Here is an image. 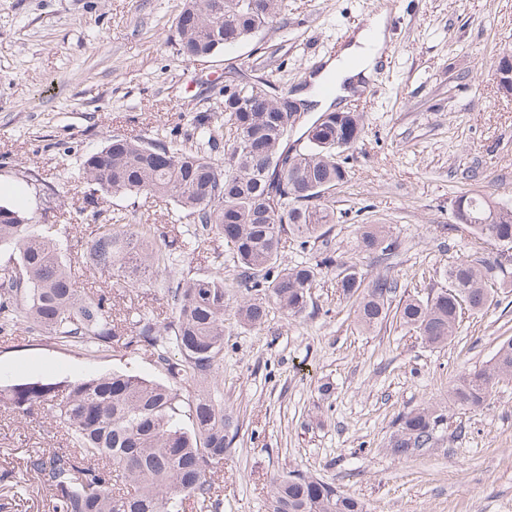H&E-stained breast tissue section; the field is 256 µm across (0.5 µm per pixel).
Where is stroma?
<instances>
[{
    "label": "stroma",
    "instance_id": "1",
    "mask_svg": "<svg viewBox=\"0 0 512 512\" xmlns=\"http://www.w3.org/2000/svg\"><path fill=\"white\" fill-rule=\"evenodd\" d=\"M183 0H0V202L23 207L35 230L68 253H82L90 210L101 220L155 224L175 235L185 220L174 203L151 206L112 195L90 203L81 182L84 157L117 134L176 129L195 140L200 113L224 110L232 71L272 72L280 92L300 90L333 58L365 18L386 13L376 75L345 111L362 113L366 132L342 155L347 183L328 197L336 222L326 241L301 246L285 235L288 264L325 256L364 277L385 272L397 295L424 299L448 288L462 259L491 261L498 246L460 227L458 195L512 201V97L497 89L496 64L512 50V0H284L277 29L214 55L188 60L175 43ZM65 197L64 213L53 212ZM363 224L385 225L395 250L383 260L361 252ZM178 269L192 277L238 269L223 242L186 251ZM118 308L167 307L163 290L92 276ZM494 300L462 315L448 345L430 348L396 320L365 331L351 301L323 269L303 316L272 313L259 330L224 323V409L239 423L217 477L219 512H265L271 481L297 468L363 501L368 512H512V380L485 406H449L430 454L397 459L386 442L398 415L447 404L463 372L488 364L512 337V262L494 268ZM162 380L141 349L90 359L26 330L0 335V386L67 384L112 372ZM329 395H321L322 384ZM42 416L17 422L0 410V512H52L37 479L24 491L5 480L30 455L61 448Z\"/></svg>",
    "mask_w": 512,
    "mask_h": 512
}]
</instances>
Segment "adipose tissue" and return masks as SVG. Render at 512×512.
Segmentation results:
<instances>
[{"label":"adipose tissue","instance_id":"1","mask_svg":"<svg viewBox=\"0 0 512 512\" xmlns=\"http://www.w3.org/2000/svg\"><path fill=\"white\" fill-rule=\"evenodd\" d=\"M386 16L379 13L366 20L363 27L352 33L336 58L325 61L312 76L314 86L332 82L335 92L323 98L322 108H329L347 98L352 91L362 89L374 72L379 50L384 42Z\"/></svg>","mask_w":512,"mask_h":512}]
</instances>
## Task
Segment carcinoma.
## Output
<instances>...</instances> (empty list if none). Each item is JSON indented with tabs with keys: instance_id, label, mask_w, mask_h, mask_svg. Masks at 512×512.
<instances>
[{
	"instance_id": "carcinoma-1",
	"label": "carcinoma",
	"mask_w": 512,
	"mask_h": 512,
	"mask_svg": "<svg viewBox=\"0 0 512 512\" xmlns=\"http://www.w3.org/2000/svg\"><path fill=\"white\" fill-rule=\"evenodd\" d=\"M222 29L208 25L217 0H184L175 22L178 52L206 57L273 26L283 0H222ZM238 98L267 99L244 110L224 97L218 128L211 116L196 118L198 137L189 148H175L167 136L116 135L87 156L82 177L91 193L127 194L172 200L190 229L180 240L152 224H97L82 254L66 256L59 244L32 230L33 218L11 204H0V247L17 255L0 266V334L19 328L56 345L96 357L131 346L156 356L166 382L114 372L60 385L34 381L0 391V404L25 420L45 409L60 425L65 450L29 458L27 469L50 491L53 512H197L219 504L214 475L237 435L238 425L224 412L220 369L224 361V320L228 311L248 329L265 325L271 313L298 317L312 303L319 265H336V288L354 299L360 327L372 330L389 315L412 329L428 346H445L455 337L463 310H485L493 301L488 263L461 261L448 271L452 290L426 300L408 298L391 310L397 281L386 273L370 280L356 267L331 256L320 264L288 266L281 261L289 233L302 245L325 237L335 223L326 196L347 181L340 154L365 134L356 112H322L324 135L316 141L294 137L286 113L275 106L267 79L238 83ZM457 220L481 240L512 250V210L492 196L461 195ZM219 240L240 270L235 293L221 272L174 278L177 252ZM137 242V266L127 264ZM358 247L385 255L394 248L382 224H363ZM83 263L102 275L131 281L164 276L170 313L121 314L107 298L81 285L71 265ZM512 378V337L498 347L493 362L462 374L448 401L479 408L493 388ZM446 407L430 404L401 415L387 447L397 458L421 456L436 444ZM267 512H367L358 498L299 469L275 479Z\"/></svg>"
}]
</instances>
